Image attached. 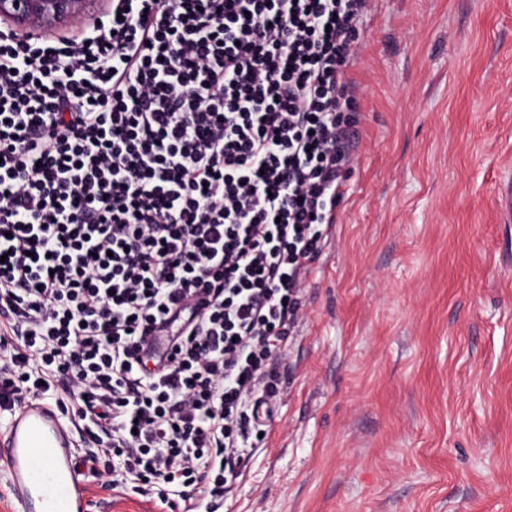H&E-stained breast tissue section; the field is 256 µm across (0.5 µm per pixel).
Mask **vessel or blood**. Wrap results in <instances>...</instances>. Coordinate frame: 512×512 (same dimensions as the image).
Listing matches in <instances>:
<instances>
[{"label": "vessel or blood", "instance_id": "obj_1", "mask_svg": "<svg viewBox=\"0 0 512 512\" xmlns=\"http://www.w3.org/2000/svg\"><path fill=\"white\" fill-rule=\"evenodd\" d=\"M0 481L11 512H88V481L63 415L42 398L13 409L0 430Z\"/></svg>", "mask_w": 512, "mask_h": 512}]
</instances>
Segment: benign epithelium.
<instances>
[{"instance_id":"7a95c632","label":"benign epithelium","mask_w":512,"mask_h":512,"mask_svg":"<svg viewBox=\"0 0 512 512\" xmlns=\"http://www.w3.org/2000/svg\"><path fill=\"white\" fill-rule=\"evenodd\" d=\"M99 0H0V19L15 30L51 32L90 14Z\"/></svg>"}]
</instances>
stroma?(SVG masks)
<instances>
[{"mask_svg":"<svg viewBox=\"0 0 512 512\" xmlns=\"http://www.w3.org/2000/svg\"><path fill=\"white\" fill-rule=\"evenodd\" d=\"M358 158L221 512H512V0H374ZM91 512H161L91 484Z\"/></svg>","mask_w":512,"mask_h":512,"instance_id":"obj_1","label":"stroma"}]
</instances>
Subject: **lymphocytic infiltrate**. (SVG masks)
Returning <instances> with one entry per match:
<instances>
[{"label": "lymphocytic infiltrate", "mask_w": 512, "mask_h": 512, "mask_svg": "<svg viewBox=\"0 0 512 512\" xmlns=\"http://www.w3.org/2000/svg\"><path fill=\"white\" fill-rule=\"evenodd\" d=\"M371 0L0 22V410L62 387L114 485L222 496L354 163Z\"/></svg>", "instance_id": "f902f5d3"}]
</instances>
